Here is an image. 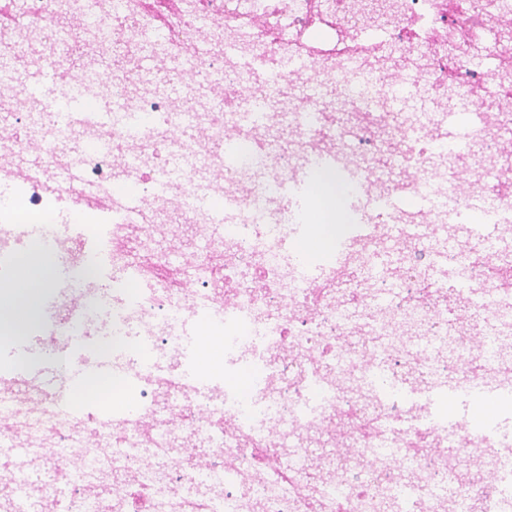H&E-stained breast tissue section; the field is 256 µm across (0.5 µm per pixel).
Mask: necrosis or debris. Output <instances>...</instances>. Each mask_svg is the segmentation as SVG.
<instances>
[{
  "mask_svg": "<svg viewBox=\"0 0 512 512\" xmlns=\"http://www.w3.org/2000/svg\"><path fill=\"white\" fill-rule=\"evenodd\" d=\"M183 0L164 16L156 88L134 94L146 56L144 0L101 9L110 52L97 77L108 111L75 117L61 92L31 98L14 67L30 48L0 47V251L29 218L59 290L42 329L55 394L17 376L0 385V512H512V50L499 0H397L400 21L368 34L341 0ZM219 18L231 53L199 32ZM287 34H280L281 21ZM494 58L478 71L477 49ZM425 54L424 69L387 74L385 51ZM484 119L463 140L450 114ZM234 159L224 163L226 138ZM37 148L40 158L25 157ZM484 157L464 187L468 156ZM344 198L365 195L328 261L300 251L302 210L287 191L311 160ZM83 187L65 184L72 165ZM146 199L134 209L115 189ZM203 240L173 263L161 219ZM484 224L501 226L495 236ZM428 250L427 263L415 255ZM179 265L182 284L169 281ZM464 296L480 343L448 345ZM412 320L406 342L389 325ZM218 337L219 368L195 340ZM111 358L107 412L80 410L72 348ZM492 411L480 421L471 406ZM73 404L66 416L60 404ZM318 430L352 443L338 478L307 480ZM489 463L459 476L472 449Z\"/></svg>",
  "mask_w": 512,
  "mask_h": 512,
  "instance_id": "obj_1",
  "label": "necrosis or debris"
}]
</instances>
